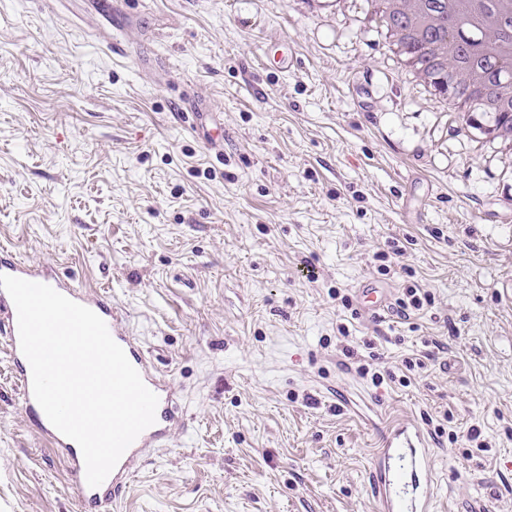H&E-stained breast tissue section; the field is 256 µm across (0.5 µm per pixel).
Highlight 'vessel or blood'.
Wrapping results in <instances>:
<instances>
[{
	"label": "vessel or blood",
	"instance_id": "1",
	"mask_svg": "<svg viewBox=\"0 0 512 512\" xmlns=\"http://www.w3.org/2000/svg\"><path fill=\"white\" fill-rule=\"evenodd\" d=\"M0 275L49 285L74 302L94 311L105 321L112 338L124 349L145 385L158 397L154 424L144 430L128 447L100 486L89 487L80 447L49 422L33 396L29 363L20 348L16 307L9 294L0 290V334L6 336L10 355L18 367L25 408L40 433L64 453L69 464L71 481L84 512H94L96 507L115 499L134 477L144 449L162 447L168 440L177 420L173 406L175 388L166 376L158 374L148 366L138 344L127 333L123 317L117 306L113 305L110 296L81 291L74 288L68 278L59 275L53 266L37 268L8 253L0 255ZM359 293L369 304V314L375 318L381 317L388 307V293L382 292L380 286L370 280L362 282ZM429 455L424 433L418 425L408 420H399L389 425L376 451L371 470L379 512H435L436 502L431 493L433 471L429 465Z\"/></svg>",
	"mask_w": 512,
	"mask_h": 512
}]
</instances>
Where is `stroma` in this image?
Segmentation results:
<instances>
[{
  "mask_svg": "<svg viewBox=\"0 0 512 512\" xmlns=\"http://www.w3.org/2000/svg\"><path fill=\"white\" fill-rule=\"evenodd\" d=\"M364 7L127 0L115 53L86 0H0V250L109 293L177 393L168 443L105 512H378L372 458L400 419L430 437L438 512H512V159L398 68ZM281 37L287 73L261 65ZM366 279L431 303L370 319ZM474 427L491 448L471 457ZM0 512H82L2 335Z\"/></svg>",
  "mask_w": 512,
  "mask_h": 512,
  "instance_id": "obj_1",
  "label": "stroma"
}]
</instances>
